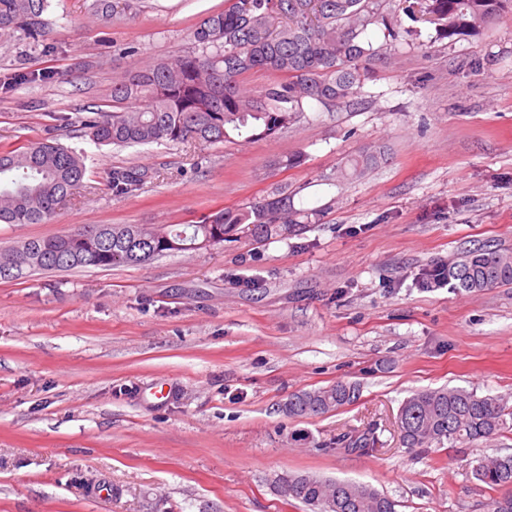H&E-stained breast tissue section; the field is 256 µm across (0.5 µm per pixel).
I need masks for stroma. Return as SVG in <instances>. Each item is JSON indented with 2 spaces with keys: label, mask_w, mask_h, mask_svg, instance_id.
<instances>
[{
  "label": "stroma",
  "mask_w": 512,
  "mask_h": 512,
  "mask_svg": "<svg viewBox=\"0 0 512 512\" xmlns=\"http://www.w3.org/2000/svg\"><path fill=\"white\" fill-rule=\"evenodd\" d=\"M49 0L47 36L0 30V151L53 139L82 152L84 186L45 224H0V249L92 224H186L297 188L319 223L143 265L0 278V512H307L278 474L371 484L397 512H486L476 459L501 436L404 447L403 400L442 386L512 396V286L422 288L420 270L490 243L512 250V17L446 37L384 0L397 30L365 33L376 62L357 109L314 108L276 137L95 145L81 120L115 74L189 55L225 0ZM368 146L385 160L326 180ZM303 152L296 168L277 158ZM144 178L127 194L113 172ZM355 382L352 404L291 418L289 395ZM169 386L157 402L152 389ZM373 432V451L330 447Z\"/></svg>",
  "instance_id": "35a3bbf8"
}]
</instances>
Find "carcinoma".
Instances as JSON below:
<instances>
[{
  "instance_id": "cac0c4a2",
  "label": "carcinoma",
  "mask_w": 512,
  "mask_h": 512,
  "mask_svg": "<svg viewBox=\"0 0 512 512\" xmlns=\"http://www.w3.org/2000/svg\"><path fill=\"white\" fill-rule=\"evenodd\" d=\"M424 14L443 22L448 36L476 31L512 14V0H418ZM48 0H0V30H19L43 40ZM392 32L381 0H228L224 10L201 20L193 32L198 51L149 62L112 81V110L83 119L86 135L99 146H136L189 140L201 146L222 143L235 134L245 141L268 139L295 123L305 109L326 111L361 104L369 65L380 51L364 41L372 26ZM272 71L279 79L253 94L244 75ZM383 160L381 151L362 152L327 177L344 182L362 176ZM84 156L60 144L34 142L0 153V224H44L59 205L82 187ZM141 182L133 170L112 173V189L132 192ZM296 191L273 188L248 206L224 208L192 224H95L48 239H30L0 250V262L15 255L28 272L77 267L140 265L159 256L222 244L246 227L265 236L301 222L317 223L318 210L295 207ZM51 248L53 258L38 263L33 252ZM466 292L512 285V252L482 244L447 264L417 274L421 288L436 277ZM353 383L292 394L288 416L325 415L358 398ZM512 417L502 395H479L459 388L424 389L400 406L398 428L407 448L426 450L444 442H473L496 436ZM349 450H369L374 436L364 433L335 442ZM483 487L500 492L487 512H512V454L485 456L473 467ZM275 482L288 485L284 496L316 512L336 499L334 512H396V503L372 485L326 480L285 472Z\"/></svg>"
}]
</instances>
